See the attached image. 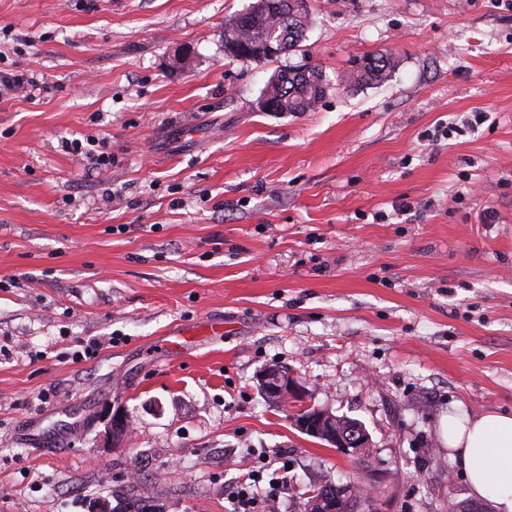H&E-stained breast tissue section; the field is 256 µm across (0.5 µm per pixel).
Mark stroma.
<instances>
[{
  "mask_svg": "<svg viewBox=\"0 0 512 512\" xmlns=\"http://www.w3.org/2000/svg\"><path fill=\"white\" fill-rule=\"evenodd\" d=\"M250 2L0 0V71L40 84L0 91V512H234L254 470L278 512L324 477L383 512L470 499L438 424L512 413V0H309L260 63L224 50ZM377 53L384 82L344 83ZM289 66L324 98L261 111ZM89 137L90 178L63 146ZM213 315L223 340L161 351ZM272 365L370 457L270 403ZM305 409L298 410L294 415L293 419L295 422L296 427L302 431L305 434H309L310 436L315 435V437L324 439L327 438V441L329 442L330 448H337L336 450L344 455H352L356 456L357 452L359 451V448H361L360 457H369L372 453L371 444L366 448L365 445L369 442L368 435L363 431H359L358 429H355L350 436L347 434H344L345 430L352 425H358L360 424L362 426V423L356 419L344 417V416H335L332 415L327 419V422L329 420H332L330 422V426L332 428H336V431L342 430V434L336 433H326L322 434L314 425L313 420L309 418L306 413ZM359 431V432H358ZM358 433H360L358 435Z\"/></svg>",
  "mask_w": 512,
  "mask_h": 512,
  "instance_id": "stroma-1",
  "label": "stroma"
}]
</instances>
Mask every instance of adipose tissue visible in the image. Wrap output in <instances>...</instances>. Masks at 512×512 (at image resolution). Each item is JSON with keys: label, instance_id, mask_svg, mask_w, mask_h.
<instances>
[{"label": "adipose tissue", "instance_id": "adipose-tissue-1", "mask_svg": "<svg viewBox=\"0 0 512 512\" xmlns=\"http://www.w3.org/2000/svg\"><path fill=\"white\" fill-rule=\"evenodd\" d=\"M439 433L471 495L512 512V414L448 415Z\"/></svg>", "mask_w": 512, "mask_h": 512}]
</instances>
